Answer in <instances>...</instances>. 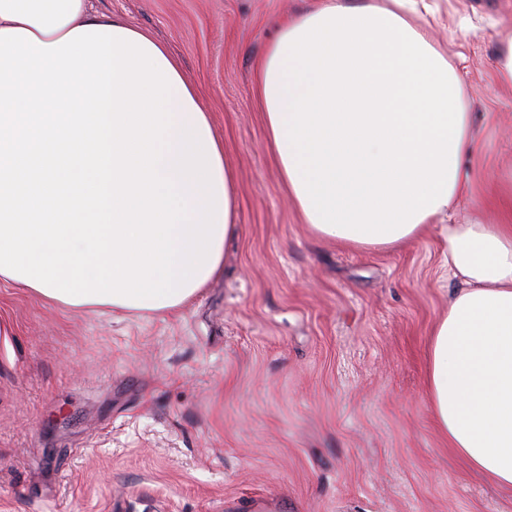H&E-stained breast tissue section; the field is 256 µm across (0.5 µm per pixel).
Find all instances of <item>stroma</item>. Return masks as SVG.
I'll return each mask as SVG.
<instances>
[{
  "label": "stroma",
  "instance_id": "1",
  "mask_svg": "<svg viewBox=\"0 0 512 512\" xmlns=\"http://www.w3.org/2000/svg\"><path fill=\"white\" fill-rule=\"evenodd\" d=\"M318 0H92L163 42L235 175L224 271L174 313L77 310L0 283V512H512L427 396L442 227L393 250L318 238L265 145L254 64ZM475 148L463 221L512 224V0H438Z\"/></svg>",
  "mask_w": 512,
  "mask_h": 512
}]
</instances>
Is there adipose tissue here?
Wrapping results in <instances>:
<instances>
[{"mask_svg": "<svg viewBox=\"0 0 512 512\" xmlns=\"http://www.w3.org/2000/svg\"><path fill=\"white\" fill-rule=\"evenodd\" d=\"M434 0H320L255 65L266 147L323 240L387 249L467 195L461 80ZM235 178L164 45L87 0H0V281L128 313L180 309L224 269ZM458 286L428 344L450 448L512 488V224H449Z\"/></svg>", "mask_w": 512, "mask_h": 512, "instance_id": "obj_1", "label": "adipose tissue"}]
</instances>
